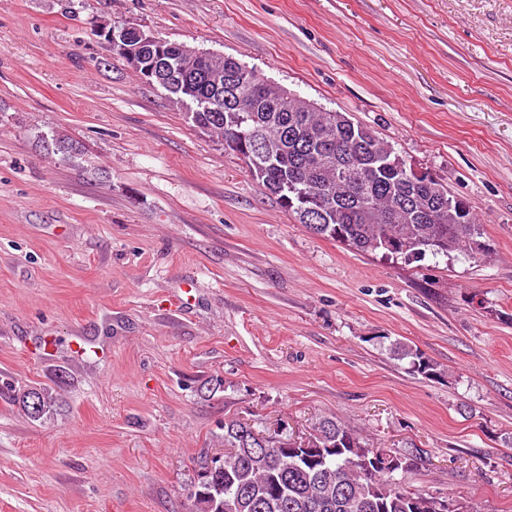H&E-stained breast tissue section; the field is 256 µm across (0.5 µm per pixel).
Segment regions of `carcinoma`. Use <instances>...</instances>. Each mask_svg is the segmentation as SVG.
Returning a JSON list of instances; mask_svg holds the SVG:
<instances>
[{
    "label": "carcinoma",
    "instance_id": "1",
    "mask_svg": "<svg viewBox=\"0 0 512 512\" xmlns=\"http://www.w3.org/2000/svg\"><path fill=\"white\" fill-rule=\"evenodd\" d=\"M158 56L182 74L157 87L189 107L187 118L220 137L311 233L364 254L391 251L408 263L429 253H462L475 262L487 256L470 203L428 172L412 177L395 148L348 113L311 108L300 96L288 98L254 69L238 91L239 103L212 112L218 99L233 96L224 76L237 71L239 61L199 59L185 44L163 37L154 54L141 61L139 73ZM51 145L63 161L80 152L59 134ZM344 169L352 170L345 178ZM394 353L411 358L413 371L435 375L434 364L410 347L399 343ZM22 399L34 418L51 403L42 392ZM223 429L224 447L239 454L205 478L203 497L192 496V512H207L214 500L227 503V512H432L431 493L403 487L394 473L368 467L384 450L332 416L311 428L310 436L323 449L313 466L299 458L283 461L276 442H259L261 430L248 421L226 419Z\"/></svg>",
    "mask_w": 512,
    "mask_h": 512
}]
</instances>
